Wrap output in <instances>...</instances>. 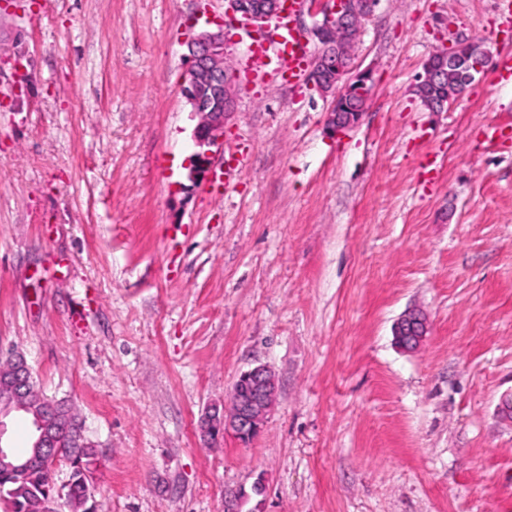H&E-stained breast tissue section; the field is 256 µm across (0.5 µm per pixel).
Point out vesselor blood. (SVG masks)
Masks as SVG:
<instances>
[{
	"label": "vessel or blood",
	"instance_id": "1",
	"mask_svg": "<svg viewBox=\"0 0 512 512\" xmlns=\"http://www.w3.org/2000/svg\"><path fill=\"white\" fill-rule=\"evenodd\" d=\"M286 16L276 19L280 35L275 45L256 44L252 46L244 65L253 79L262 81L268 78L288 84L298 83L307 73L310 54L292 25L291 16L302 11L306 0H285Z\"/></svg>",
	"mask_w": 512,
	"mask_h": 512
}]
</instances>
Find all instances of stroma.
Masks as SVG:
<instances>
[{"label":"stroma","instance_id":"1","mask_svg":"<svg viewBox=\"0 0 512 512\" xmlns=\"http://www.w3.org/2000/svg\"><path fill=\"white\" fill-rule=\"evenodd\" d=\"M224 6L0 0V360L82 419L104 512H224L257 480L258 512H512V84L414 94L450 36L512 50L498 0H380L338 136L307 84L249 83L226 30L213 162H246L194 184L186 41ZM257 365L261 433L208 445L202 412ZM426 333L425 318L416 312L404 315L394 328V336H396L399 346L407 351L417 349Z\"/></svg>","mask_w":512,"mask_h":512}]
</instances>
